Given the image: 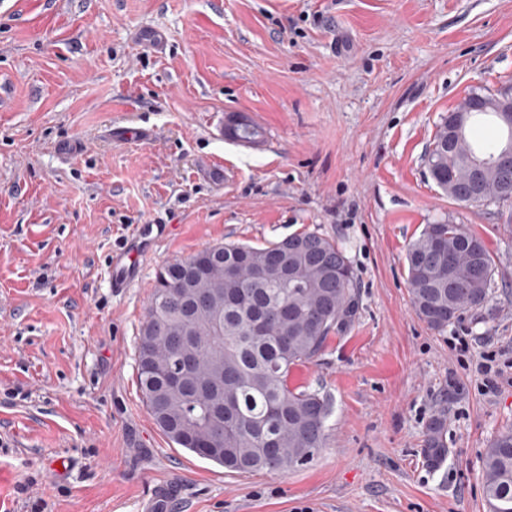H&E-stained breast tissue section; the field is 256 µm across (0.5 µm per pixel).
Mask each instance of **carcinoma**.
Wrapping results in <instances>:
<instances>
[{
	"label": "carcinoma",
	"instance_id": "1",
	"mask_svg": "<svg viewBox=\"0 0 512 512\" xmlns=\"http://www.w3.org/2000/svg\"><path fill=\"white\" fill-rule=\"evenodd\" d=\"M483 114L448 113L427 155L431 178L458 203L512 198V165L497 163L512 127L493 112L506 137H469ZM406 263L411 304L433 330L492 298L495 259L461 224L426 225ZM357 288L344 249L315 232L258 247L216 245L162 265L137 345V382L156 426L232 473L310 462L324 446L330 403L288 377L350 325ZM187 349L189 365L180 363ZM483 493L489 512H512V433L485 451Z\"/></svg>",
	"mask_w": 512,
	"mask_h": 512
}]
</instances>
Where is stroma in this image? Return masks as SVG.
I'll use <instances>...</instances> for the list:
<instances>
[{"label":"stroma","mask_w":512,"mask_h":512,"mask_svg":"<svg viewBox=\"0 0 512 512\" xmlns=\"http://www.w3.org/2000/svg\"><path fill=\"white\" fill-rule=\"evenodd\" d=\"M510 86L512 0H0V512H489L512 382L483 395L453 339L512 364V200L456 203L424 158L448 112ZM231 113L258 146L225 137ZM439 221L497 265L492 301L441 332L405 260ZM151 223L167 236L112 292L113 249ZM301 232L342 245L359 285L354 322L292 377L330 401L325 445L230 473L170 442L138 387L155 274Z\"/></svg>","instance_id":"35a3bbf8"}]
</instances>
